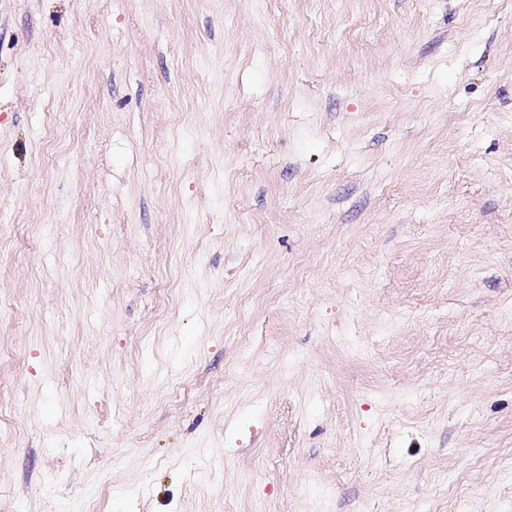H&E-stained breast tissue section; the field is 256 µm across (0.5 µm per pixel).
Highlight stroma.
I'll list each match as a JSON object with an SVG mask.
<instances>
[{
    "label": "stroma",
    "instance_id": "35a3bbf8",
    "mask_svg": "<svg viewBox=\"0 0 512 512\" xmlns=\"http://www.w3.org/2000/svg\"><path fill=\"white\" fill-rule=\"evenodd\" d=\"M512 512V0H0V512Z\"/></svg>",
    "mask_w": 512,
    "mask_h": 512
}]
</instances>
